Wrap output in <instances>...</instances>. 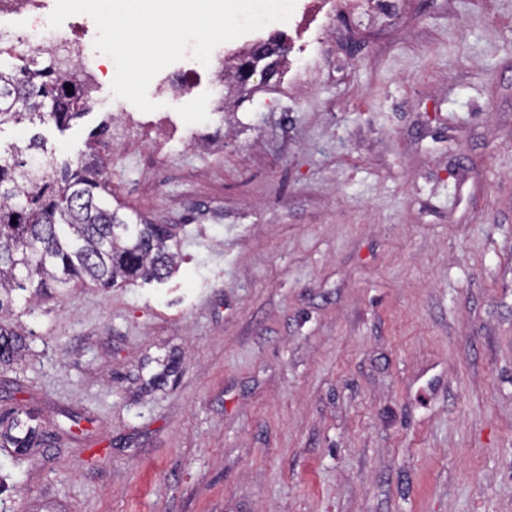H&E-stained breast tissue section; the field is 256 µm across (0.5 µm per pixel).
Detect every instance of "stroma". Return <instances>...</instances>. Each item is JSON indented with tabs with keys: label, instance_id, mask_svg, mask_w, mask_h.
Here are the masks:
<instances>
[{
	"label": "stroma",
	"instance_id": "obj_1",
	"mask_svg": "<svg viewBox=\"0 0 512 512\" xmlns=\"http://www.w3.org/2000/svg\"><path fill=\"white\" fill-rule=\"evenodd\" d=\"M280 34L270 80L224 60ZM158 110L81 74L164 281L17 296L5 512H512V0H327L217 46ZM173 372H165L168 360ZM34 417L23 411H12L0 418V447L7 445L15 451L24 453L28 448H35L41 443L39 427L33 424Z\"/></svg>",
	"mask_w": 512,
	"mask_h": 512
}]
</instances>
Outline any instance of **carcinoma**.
<instances>
[{"instance_id": "1", "label": "carcinoma", "mask_w": 512, "mask_h": 512, "mask_svg": "<svg viewBox=\"0 0 512 512\" xmlns=\"http://www.w3.org/2000/svg\"><path fill=\"white\" fill-rule=\"evenodd\" d=\"M33 59L18 70L0 65V125L37 122L66 127L82 116L90 87L57 66ZM104 126L89 151L63 158L39 135L0 154V369L18 364L26 337L7 323L13 292L64 299L78 284L112 288L137 279L162 281L180 254L176 234L112 206ZM41 443L34 417L15 410L0 418V446L25 452Z\"/></svg>"}]
</instances>
